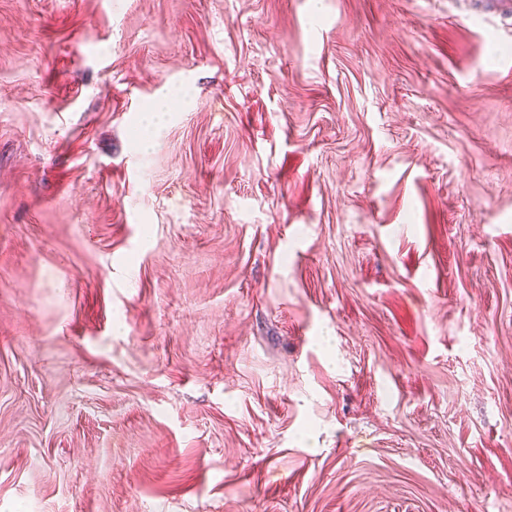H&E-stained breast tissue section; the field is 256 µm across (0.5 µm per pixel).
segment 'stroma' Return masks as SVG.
Segmentation results:
<instances>
[{"mask_svg":"<svg viewBox=\"0 0 512 512\" xmlns=\"http://www.w3.org/2000/svg\"><path fill=\"white\" fill-rule=\"evenodd\" d=\"M512 0H0V512H512Z\"/></svg>","mask_w":512,"mask_h":512,"instance_id":"obj_1","label":"stroma"}]
</instances>
